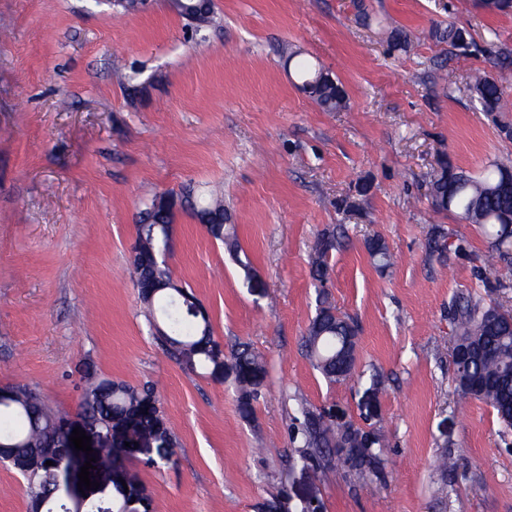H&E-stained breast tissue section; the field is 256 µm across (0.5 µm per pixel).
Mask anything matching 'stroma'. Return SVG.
<instances>
[{"label": "stroma", "instance_id": "35a3bbf8", "mask_svg": "<svg viewBox=\"0 0 512 512\" xmlns=\"http://www.w3.org/2000/svg\"><path fill=\"white\" fill-rule=\"evenodd\" d=\"M191 27L149 0H0V386L76 416L85 374L153 387L172 446L121 459L149 512H512V428L461 397L450 309L512 310L482 229L436 210L439 158L472 175L512 160L468 89L512 52V13L473 0H213ZM476 45L433 35L448 23ZM399 30L407 49L390 46ZM347 107L325 112L298 60ZM221 192L236 248L174 211L166 264L207 313L223 369L163 349L129 274L155 196ZM444 229L448 247L431 246ZM338 244L312 275L323 235ZM380 237L392 261L375 264ZM463 251H455V244ZM325 297L357 328L353 378L328 381L303 337ZM264 374L243 410L232 350ZM314 410L382 439L380 461L328 470L300 443ZM322 73V68L313 70L312 66L301 63L299 65L301 89L324 111H339L346 105V93L328 72L321 77Z\"/></svg>", "mask_w": 512, "mask_h": 512}]
</instances>
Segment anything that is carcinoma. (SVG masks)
Wrapping results in <instances>:
<instances>
[{
    "label": "carcinoma",
    "mask_w": 512,
    "mask_h": 512,
    "mask_svg": "<svg viewBox=\"0 0 512 512\" xmlns=\"http://www.w3.org/2000/svg\"><path fill=\"white\" fill-rule=\"evenodd\" d=\"M434 36L454 48L469 44L468 32L454 24L438 29ZM302 79L301 89L326 112H336L346 105V93L341 85L323 69L307 64L299 65ZM509 74L501 70L496 76L484 74L474 77L469 83L473 98L485 112H499L506 106L504 83ZM512 167L494 162L480 176L474 177L457 169L448 162H440L439 169L431 180V196L441 210H454L469 223L481 226L492 238V253L489 262L507 259L512 244ZM186 201L200 219L208 225L214 238L233 246L224 234V204L216 199L204 206H197L192 196ZM172 211L146 212L144 223L138 228L137 248L142 260L133 265L136 279L144 301L159 305L165 318L166 329L160 337L163 347L173 357H195L201 363L217 364L223 351L214 340L210 320L196 302L178 288L169 287L172 278L167 266L154 265L152 254L169 248ZM336 247L332 235L322 237L316 247L313 275L321 281L328 273L325 257ZM367 248L380 268L390 266V255L385 243L378 237L367 241ZM459 336L455 348L465 352V358L453 357L457 391L464 398H475L488 404L496 412L502 424L512 426V314L498 312L492 305L468 297L456 304L452 312ZM356 328L350 319L338 313L336 308L321 301L315 317L311 320L304 346L314 365L331 381L349 377L355 367ZM236 380L241 391L243 406H249L259 375L264 368L259 357L246 345L233 353ZM16 398L11 404L0 403V438L15 440L20 447L14 452L21 456H42L44 464L27 477L29 507L45 503V512H121L127 501L117 503V510L104 507L90 499L83 504L61 503L54 505V497L62 496L60 488L62 474L67 464L60 459L45 455L56 435L55 423L61 416L52 413L31 390L17 386ZM81 410L98 423L99 431H108L113 421L133 420L141 426L140 437L148 445L158 438L169 435L165 418L152 388L134 389L112 380L90 382L85 389ZM303 443L307 448L343 447L356 434L348 427L341 432L336 425L327 422L320 414L304 412ZM50 460L53 465H45Z\"/></svg>",
    "instance_id": "carcinoma-1"
}]
</instances>
